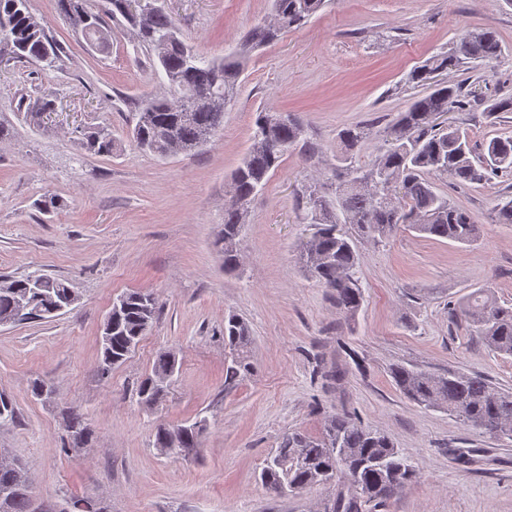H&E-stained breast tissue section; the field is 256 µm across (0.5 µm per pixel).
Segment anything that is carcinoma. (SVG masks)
<instances>
[{"mask_svg": "<svg viewBox=\"0 0 512 512\" xmlns=\"http://www.w3.org/2000/svg\"><path fill=\"white\" fill-rule=\"evenodd\" d=\"M125 0H56L60 15L85 42L97 51L110 48L112 34L105 18L122 17L137 42L154 52L155 64L172 90L141 102L133 130L136 147L158 157L167 156L171 144L183 153L201 149L204 132L216 135L224 126V109L193 107L188 100L205 92L224 99L228 106L237 93L240 76L251 53L279 39L283 31L301 26L325 5V0H273V20L256 23L236 49L220 59L198 54L184 38L160 0H144L146 15H132ZM466 52H457L461 64L490 63L501 52L498 35L491 28L472 30ZM61 47L45 32L30 9L29 0H0V65L15 59L60 62ZM448 69V57L436 56L413 70L408 82L422 88L407 109L387 128L376 159L362 167L348 165L336 175L333 192L307 190L309 223L316 231L300 251L306 273L328 289L336 309L352 318L361 309L364 293L357 276L359 244L380 241L407 227L429 238L469 244L478 237L479 225L467 210L456 206L435 190L429 176L445 177L456 186L481 184L498 173H512V137H497L485 145L481 158H473L468 138L453 124L439 119L450 112H463L474 102L466 80L440 82L434 75ZM512 112V96L491 101L486 116L497 119ZM278 112L265 108L255 113L251 145L234 171L230 198L224 204V229L215 247L224 255V271L240 267V251L248 205L257 186H265L281 166L288 151L300 149L312 158L316 144L306 140L302 124L294 118L281 123L270 118ZM367 138L363 126L342 130L339 139L346 154L358 149ZM112 133L101 128L87 136L86 149L102 155L112 153ZM494 222L512 224V196L500 200L493 210ZM73 289L65 281L43 274H29L0 286V320L18 324L44 321L68 310ZM24 299L30 309L19 314ZM123 308L112 312L104 323L108 337L99 364L104 376L121 365L155 321L158 302L150 292L121 296ZM460 313L479 337L495 352L512 357V307L500 304L489 288H478L460 303ZM224 343L231 350V363L224 368V384H238L252 373L249 360L251 339L243 320L234 314L224 318ZM176 355L159 353L151 371L139 383L143 402L157 404L167 388L156 384L157 375L177 368ZM394 385L410 402L422 408L448 411L465 426L497 438L512 439V392L491 384L481 375L455 372L439 374L415 366L395 365L390 370ZM67 446L81 448L92 437L82 414L63 411ZM204 419L175 426L161 424L154 433V446L177 447L194 455L206 430ZM419 478L390 438L357 422L346 412L327 417L318 436L293 430L285 433L276 451L266 460L261 473L265 486L277 495L297 493L308 487L336 480L340 489L328 512H365L367 504H382ZM32 491L11 497L6 512H33Z\"/></svg>", "mask_w": 512, "mask_h": 512, "instance_id": "obj_1", "label": "carcinoma"}]
</instances>
